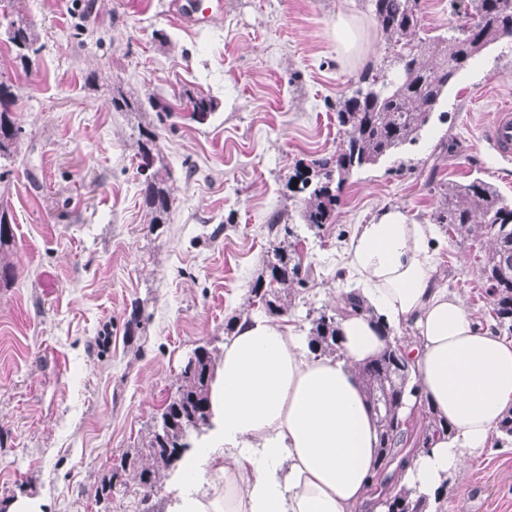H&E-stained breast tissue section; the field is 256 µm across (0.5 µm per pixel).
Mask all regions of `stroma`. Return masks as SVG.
<instances>
[{
    "instance_id": "35a3bbf8",
    "label": "stroma",
    "mask_w": 512,
    "mask_h": 512,
    "mask_svg": "<svg viewBox=\"0 0 512 512\" xmlns=\"http://www.w3.org/2000/svg\"><path fill=\"white\" fill-rule=\"evenodd\" d=\"M174 0H19L39 33L28 65L0 38V79L16 89L21 128L0 158V208L14 227L15 277L0 286V512H137L129 474L96 502L104 477L141 447L175 391L186 355L223 353L224 326L253 314L249 290L284 230L304 284L283 321L308 330L307 308L332 309L356 225L388 209L429 222L443 183L480 177L512 200V162L484 138L512 103V39L472 61L419 140L353 173L332 223L300 218L297 170L343 139L336 107L371 63L396 54L366 0H224L197 26ZM462 0H420V26L452 34ZM355 36L336 41V20ZM194 90L218 108L183 112ZM144 103L116 112L113 94ZM157 131L174 203L149 225L137 172L138 127ZM440 286L489 326L480 276L486 239L437 232ZM435 512H512V439L450 475Z\"/></svg>"
}]
</instances>
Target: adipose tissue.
<instances>
[{"instance_id":"1","label":"adipose tissue","mask_w":512,"mask_h":512,"mask_svg":"<svg viewBox=\"0 0 512 512\" xmlns=\"http://www.w3.org/2000/svg\"><path fill=\"white\" fill-rule=\"evenodd\" d=\"M430 224L396 209L357 225L345 255L359 307L339 319L342 359L310 351L299 329L246 316L224 345L207 432L169 478L171 512H357L379 437L354 366L408 328L421 397L454 434L399 473L427 494L479 457L512 409V339L484 330L435 278Z\"/></svg>"}]
</instances>
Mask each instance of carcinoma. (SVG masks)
<instances>
[{
  "instance_id": "obj_1",
  "label": "carcinoma",
  "mask_w": 512,
  "mask_h": 512,
  "mask_svg": "<svg viewBox=\"0 0 512 512\" xmlns=\"http://www.w3.org/2000/svg\"><path fill=\"white\" fill-rule=\"evenodd\" d=\"M377 30L399 47L396 69L369 65L353 83L336 112V121L344 139L331 157L315 162L317 181L306 173L295 177L301 189L308 191L302 209L304 223L319 228L332 222L339 203L338 192L352 172L372 166L404 145L417 141L428 125L451 85L471 61L499 41L512 38V0H468L465 21L451 35L420 36V0H367ZM6 42L15 58L26 63L37 52L39 35L34 26L19 18L5 31ZM15 88L0 81V158L15 151L20 128L12 112ZM184 111L199 123L207 120L218 104L208 96L189 91L183 95ZM110 106L116 112L142 109V103L118 93ZM138 170L142 180V204L149 223L164 224L172 208L173 192L159 177L157 162L159 136L156 131L138 128ZM432 220L446 232L463 241L485 237L482 279L490 300L492 329L512 335V202L502 197L488 182L475 178L466 184L441 185ZM13 228L7 211L0 212V282L11 281L15 265L11 259ZM267 280L257 279L249 290L251 305L270 318L288 314L295 294L293 285L301 284V259L296 250L279 246L274 260L267 264ZM309 343L321 356L341 358L336 310L321 311L310 320ZM195 362L183 367L180 384L166 401L161 413L165 428L153 425L141 449L122 456L110 478L101 483L98 501L112 496V479L120 471H131L145 489L140 512H156L152 494L159 489L161 470L182 459L174 449L191 447L192 436L209 425V392L215 376L216 357L205 347L194 349ZM367 402L379 431L380 465L372 476V487L387 512H427V497L415 489H393L396 472L409 456L430 447V442L452 434L448 422L421 402L424 426L413 447L405 448L408 424L400 408L406 394H419L420 384L412 378L409 358L400 341L388 344L376 358L355 367Z\"/></svg>"
}]
</instances>
